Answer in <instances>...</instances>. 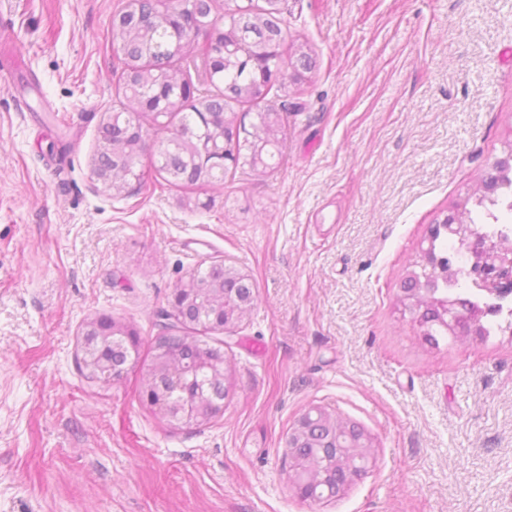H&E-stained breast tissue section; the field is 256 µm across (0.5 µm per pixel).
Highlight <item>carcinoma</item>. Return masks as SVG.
<instances>
[{
    "label": "carcinoma",
    "instance_id": "carcinoma-1",
    "mask_svg": "<svg viewBox=\"0 0 512 512\" xmlns=\"http://www.w3.org/2000/svg\"><path fill=\"white\" fill-rule=\"evenodd\" d=\"M218 31L217 41L199 43L208 28ZM111 40L119 41L125 69L117 81L122 92L121 108L101 128V145L94 157V174L112 180V194L119 196L132 179L146 182V173L138 169L147 148L145 126L173 128L159 142L153 154V166L170 186H207L224 176V170L211 167L209 161H191V145L224 137V146L238 152L245 149L243 141L234 139V126L245 127L238 116L237 105L248 106L254 113L248 136L263 140L268 135L264 123L266 113L276 114L279 147L269 160L281 155L285 137L281 113L270 97L289 96L291 89L301 90L304 74L315 67V59L303 43L288 45L284 19L280 9L261 5L255 0H128L112 24ZM204 67L213 90L204 96L195 95L196 87L189 70ZM164 117L157 118L155 113ZM512 193V168L494 163L482 185L468 193L457 204L469 223L483 237L512 244V237L501 231L481 226L472 214L497 219L491 207L500 197ZM445 233L431 231L432 253L442 258L441 272L428 274L427 269L409 273L403 282L401 303L409 310L423 339L437 341L447 334L471 333V326L448 330L443 324L440 304L450 300L463 316L473 310L485 314L499 312V307L467 295L461 277L467 261L460 251H448ZM201 287L195 305L171 314L175 323L169 331L155 337L153 355L143 371V382L150 386V406L156 414L167 416L169 406L186 398L209 397L224 402L229 388L220 380L209 379L198 369L204 359L224 356L221 347L201 339L200 332H212L213 316L207 310L220 301L217 288L224 281V268L212 265L195 273ZM485 317L475 335H490ZM131 354L108 348L93 362L83 358L87 377L106 384L120 379L127 372ZM325 427L317 420L302 445L290 451L291 465L303 464L316 475H323L324 457L319 445Z\"/></svg>",
    "mask_w": 512,
    "mask_h": 512
}]
</instances>
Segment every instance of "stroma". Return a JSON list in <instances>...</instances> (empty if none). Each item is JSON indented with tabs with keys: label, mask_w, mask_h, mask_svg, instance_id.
Instances as JSON below:
<instances>
[{
	"label": "stroma",
	"mask_w": 512,
	"mask_h": 512,
	"mask_svg": "<svg viewBox=\"0 0 512 512\" xmlns=\"http://www.w3.org/2000/svg\"><path fill=\"white\" fill-rule=\"evenodd\" d=\"M124 0H0V512H512V334L424 341L399 302L431 226L512 136V0H282L317 65L288 99L277 169L186 190L93 173L118 105ZM221 264L254 303L224 348L232 388L178 430L142 372L86 378L81 330L136 326ZM318 406L376 465L302 500L286 436Z\"/></svg>",
	"instance_id": "stroma-1"
}]
</instances>
